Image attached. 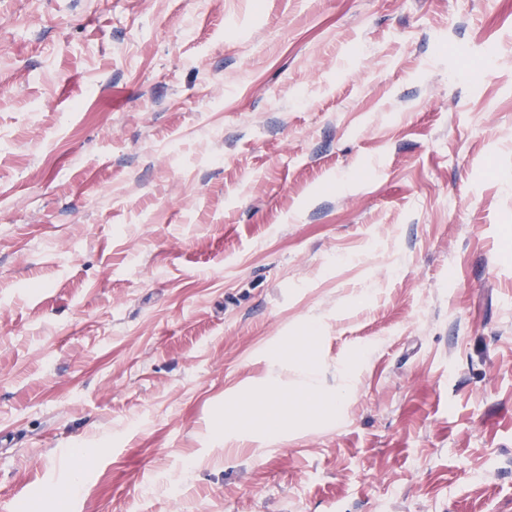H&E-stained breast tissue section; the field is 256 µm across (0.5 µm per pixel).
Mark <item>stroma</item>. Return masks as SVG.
Masks as SVG:
<instances>
[{"label":"stroma","instance_id":"obj_1","mask_svg":"<svg viewBox=\"0 0 512 512\" xmlns=\"http://www.w3.org/2000/svg\"><path fill=\"white\" fill-rule=\"evenodd\" d=\"M1 502L512 512V0H0ZM288 368V361L278 352H271L267 359V372L259 382H249L225 393L228 401L262 410V439L276 440L288 431V409L280 400L281 380ZM339 373L340 381L328 385L322 371L313 364L304 362L297 368L301 396L314 404L323 417L330 421L336 420L339 416L344 395L351 388L348 367Z\"/></svg>","mask_w":512,"mask_h":512}]
</instances>
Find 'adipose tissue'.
<instances>
[{
    "label": "adipose tissue",
    "instance_id": "ef3b65f1",
    "mask_svg": "<svg viewBox=\"0 0 512 512\" xmlns=\"http://www.w3.org/2000/svg\"><path fill=\"white\" fill-rule=\"evenodd\" d=\"M287 367L288 362L280 352H271L267 372L260 382L238 386L225 395L226 400L261 409L262 437L269 441L279 439L288 430V411L280 400L281 380ZM297 374L301 396L314 404L324 418L336 420L351 388L348 371H341L339 382L333 385L327 384L322 371L308 362L298 367Z\"/></svg>",
    "mask_w": 512,
    "mask_h": 512
}]
</instances>
